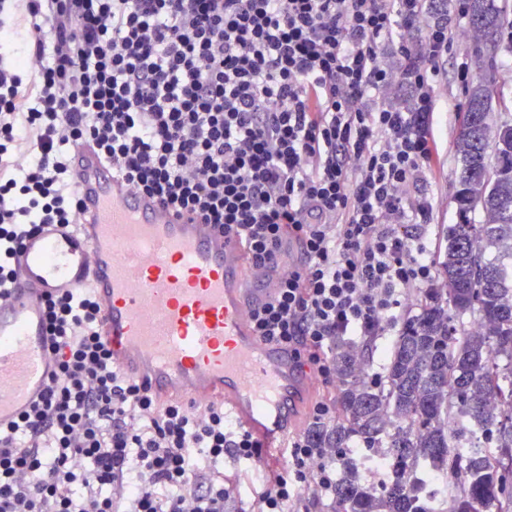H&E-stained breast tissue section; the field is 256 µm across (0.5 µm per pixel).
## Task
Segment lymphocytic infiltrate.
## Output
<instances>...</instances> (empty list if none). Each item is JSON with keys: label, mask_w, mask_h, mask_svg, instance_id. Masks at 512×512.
<instances>
[{"label": "lymphocytic infiltrate", "mask_w": 512, "mask_h": 512, "mask_svg": "<svg viewBox=\"0 0 512 512\" xmlns=\"http://www.w3.org/2000/svg\"><path fill=\"white\" fill-rule=\"evenodd\" d=\"M455 39L448 0H0V284L25 235L79 223L87 144L274 270L258 336L334 382L338 340L395 335L409 298L443 285L428 228ZM396 82L410 108L385 103ZM100 314L84 290L48 298L56 373L0 430V512H228V462L262 465L255 512L333 494L308 434L267 465L223 409L159 405L114 366Z\"/></svg>", "instance_id": "f902f5d3"}]
</instances>
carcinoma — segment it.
Listing matches in <instances>:
<instances>
[{"instance_id": "carcinoma-1", "label": "carcinoma", "mask_w": 512, "mask_h": 512, "mask_svg": "<svg viewBox=\"0 0 512 512\" xmlns=\"http://www.w3.org/2000/svg\"><path fill=\"white\" fill-rule=\"evenodd\" d=\"M467 10L489 80L468 88L461 115L460 222L444 235V287L417 300L379 376L337 342L336 422L309 428L336 460L330 512H435L417 503L420 462L448 475L451 512H512V277L502 262L512 252V121L493 106L512 74L495 65L505 10L494 0H467ZM454 407L463 417L451 430ZM354 444L385 449V482L360 477Z\"/></svg>"}]
</instances>
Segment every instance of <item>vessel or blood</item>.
Instances as JSON below:
<instances>
[{"instance_id":"obj_1","label":"vessel or blood","mask_w":512,"mask_h":512,"mask_svg":"<svg viewBox=\"0 0 512 512\" xmlns=\"http://www.w3.org/2000/svg\"><path fill=\"white\" fill-rule=\"evenodd\" d=\"M75 169L80 224L27 235L0 300V429L42 400L53 373L47 296L86 287L114 363L157 400L216 404L255 436H287L316 384L257 336L249 311L274 290L237 236L131 192L91 150Z\"/></svg>"}]
</instances>
